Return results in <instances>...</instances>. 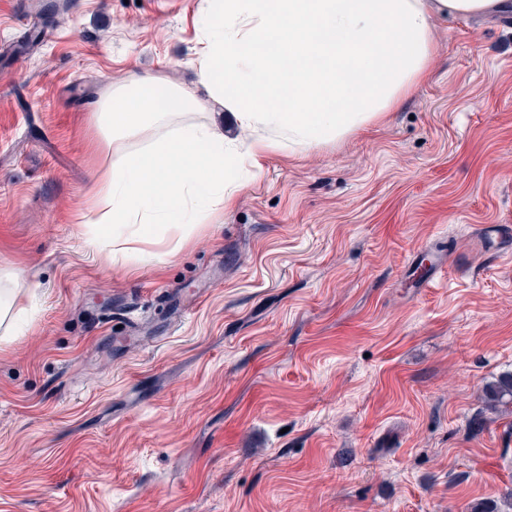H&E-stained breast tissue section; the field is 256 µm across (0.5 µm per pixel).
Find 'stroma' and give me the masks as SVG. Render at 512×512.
I'll return each instance as SVG.
<instances>
[{
    "instance_id": "35a3bbf8",
    "label": "stroma",
    "mask_w": 512,
    "mask_h": 512,
    "mask_svg": "<svg viewBox=\"0 0 512 512\" xmlns=\"http://www.w3.org/2000/svg\"><path fill=\"white\" fill-rule=\"evenodd\" d=\"M203 0H0V512H467L512 489V0L435 18L428 78L270 151L173 255L84 242L96 105L206 99ZM42 41L20 53L32 29ZM445 253L419 287L406 268ZM15 303L14 294L8 288L0 290V328L4 327L5 339L13 335L14 326L21 316V310L14 309ZM484 403L488 410L512 405V373L502 375L484 387Z\"/></svg>"
}]
</instances>
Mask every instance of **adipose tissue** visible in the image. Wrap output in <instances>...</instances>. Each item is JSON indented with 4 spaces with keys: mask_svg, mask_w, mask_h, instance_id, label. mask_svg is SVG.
<instances>
[{
    "mask_svg": "<svg viewBox=\"0 0 512 512\" xmlns=\"http://www.w3.org/2000/svg\"><path fill=\"white\" fill-rule=\"evenodd\" d=\"M502 0H204L197 66L209 96L145 75L96 107L106 157L90 194L87 242L132 257L135 243L211 223L245 160L310 150L386 115L426 78L434 16ZM231 109L228 137L209 104Z\"/></svg>",
    "mask_w": 512,
    "mask_h": 512,
    "instance_id": "ef3b65f1",
    "label": "adipose tissue"
}]
</instances>
